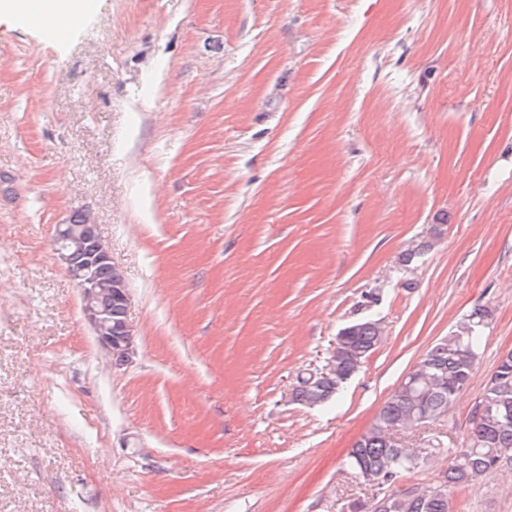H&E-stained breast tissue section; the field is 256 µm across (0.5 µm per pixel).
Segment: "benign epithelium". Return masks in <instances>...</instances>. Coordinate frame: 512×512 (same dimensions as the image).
I'll use <instances>...</instances> for the list:
<instances>
[{"mask_svg":"<svg viewBox=\"0 0 512 512\" xmlns=\"http://www.w3.org/2000/svg\"><path fill=\"white\" fill-rule=\"evenodd\" d=\"M55 251L71 279L79 289L84 316L91 326L100 348L111 358L128 361L134 355V327L125 318L112 320V309L102 303L108 297L128 305L129 289L121 272L109 279L98 276V269L112 264V256L103 242L97 224L86 220L83 224L66 222L55 227ZM336 373L335 360L310 374L309 385L323 383Z\"/></svg>","mask_w":512,"mask_h":512,"instance_id":"obj_1","label":"benign epithelium"}]
</instances>
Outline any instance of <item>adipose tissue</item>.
Wrapping results in <instances>:
<instances>
[{
	"label": "adipose tissue",
	"instance_id": "1",
	"mask_svg": "<svg viewBox=\"0 0 512 512\" xmlns=\"http://www.w3.org/2000/svg\"><path fill=\"white\" fill-rule=\"evenodd\" d=\"M93 0H0V21L49 30L51 25L72 26L91 9ZM54 23H47V16Z\"/></svg>",
	"mask_w": 512,
	"mask_h": 512
}]
</instances>
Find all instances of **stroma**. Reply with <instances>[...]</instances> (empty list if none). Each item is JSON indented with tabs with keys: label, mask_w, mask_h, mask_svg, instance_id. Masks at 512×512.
<instances>
[{
	"label": "stroma",
	"mask_w": 512,
	"mask_h": 512,
	"mask_svg": "<svg viewBox=\"0 0 512 512\" xmlns=\"http://www.w3.org/2000/svg\"><path fill=\"white\" fill-rule=\"evenodd\" d=\"M89 212L129 286L113 364L53 250ZM433 246L406 265L419 242ZM493 319L427 453L447 471L512 351V0H95L0 23V512H346L403 376ZM385 336L336 402L291 399L340 329ZM512 512V466L448 491Z\"/></svg>",
	"instance_id": "stroma-1"
}]
</instances>
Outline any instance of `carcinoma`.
Instances as JSON below:
<instances>
[{"mask_svg":"<svg viewBox=\"0 0 512 512\" xmlns=\"http://www.w3.org/2000/svg\"><path fill=\"white\" fill-rule=\"evenodd\" d=\"M489 320L487 307L473 309L455 330L428 349L416 382L393 390L347 455L348 467L359 477L389 489L404 473L420 467L419 450L392 444L389 430L429 425L448 415L452 403L470 384ZM381 339L380 323L364 320L348 345L370 354ZM351 373L352 368L338 359L335 376L316 389L299 385L293 400L307 406L324 405L340 393ZM450 453L452 462L446 472L450 486L475 482L491 470L512 464V353L498 361L474 406L462 445ZM389 512H452V505L448 493L429 487L419 493L392 494Z\"/></svg>","mask_w":512,"mask_h":512,"instance_id":"obj_1","label":"carcinoma"}]
</instances>
